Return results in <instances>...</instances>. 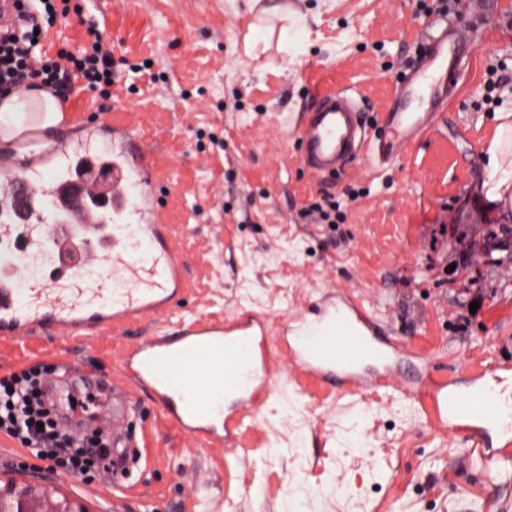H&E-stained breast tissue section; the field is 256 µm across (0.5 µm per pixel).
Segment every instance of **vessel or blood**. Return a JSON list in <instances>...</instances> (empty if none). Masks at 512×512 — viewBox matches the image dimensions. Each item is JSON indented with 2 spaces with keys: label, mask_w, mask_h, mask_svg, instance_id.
Here are the masks:
<instances>
[{
  "label": "vessel or blood",
  "mask_w": 512,
  "mask_h": 512,
  "mask_svg": "<svg viewBox=\"0 0 512 512\" xmlns=\"http://www.w3.org/2000/svg\"><path fill=\"white\" fill-rule=\"evenodd\" d=\"M471 50L461 36H429L424 53L397 85L384 116L385 130L370 131L354 98L344 89L316 93L295 127L299 161L314 175L344 170L369 148L376 167L399 159L423 136L435 112L444 107ZM112 152V200L100 207L94 195L101 159L60 150L68 176L44 195L29 170L11 158L0 159V198L10 222L1 229L7 241L23 240L14 262L0 268V337L19 338L45 329L93 335L109 326L164 311L185 285V265L158 221L155 207L136 201L137 179L149 161L136 146L132 126ZM68 199L79 213L91 245L80 263L62 266L50 281L27 279L61 230L49 197ZM287 354L271 350L268 322L242 315L221 324L197 322L178 336H147L122 359L125 377L151 392L162 415L180 431L207 443L232 442L246 418L255 416L270 393L273 369L280 362L337 390L360 392L394 388L405 399H427L442 430L463 437L481 456L512 458V431L503 429L504 403L486 389L487 378L512 376V366L484 365L471 374L467 392L454 381L423 371L414 381L398 383L393 364L409 355L399 340L383 341L378 323L347 296L327 300L315 320L298 315ZM129 391L110 387L99 396L98 410L85 422L69 421L67 431L84 425L120 430L121 414L130 410Z\"/></svg>",
  "instance_id": "vessel-or-blood-1"
}]
</instances>
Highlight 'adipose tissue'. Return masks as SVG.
Here are the masks:
<instances>
[{
  "label": "adipose tissue",
  "instance_id": "adipose-tissue-1",
  "mask_svg": "<svg viewBox=\"0 0 512 512\" xmlns=\"http://www.w3.org/2000/svg\"><path fill=\"white\" fill-rule=\"evenodd\" d=\"M62 118L47 92L32 95L23 103L11 96L0 105V138H16L32 120L48 129L58 126ZM493 122L494 136L470 189L484 212L507 220L512 218V111L494 113Z\"/></svg>",
  "mask_w": 512,
  "mask_h": 512
}]
</instances>
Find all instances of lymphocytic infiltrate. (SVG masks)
Masks as SVG:
<instances>
[{
  "mask_svg": "<svg viewBox=\"0 0 512 512\" xmlns=\"http://www.w3.org/2000/svg\"><path fill=\"white\" fill-rule=\"evenodd\" d=\"M13 8L19 24L0 30L1 99L25 81L62 98L76 85L111 98L116 61L104 47L103 31L85 16L78 0H13ZM72 17L83 26L86 44L75 52L62 44L47 47L50 33ZM42 381V373L32 368L0 375V434L28 450L40 470L66 472L87 482L98 479L109 465L110 443L62 433L54 409L43 399Z\"/></svg>",
  "mask_w": 512,
  "mask_h": 512,
  "instance_id": "lymphocytic-infiltrate-1",
  "label": "lymphocytic infiltrate"
}]
</instances>
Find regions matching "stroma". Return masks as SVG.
<instances>
[{"label":"stroma","instance_id":"1","mask_svg":"<svg viewBox=\"0 0 512 512\" xmlns=\"http://www.w3.org/2000/svg\"><path fill=\"white\" fill-rule=\"evenodd\" d=\"M279 2L283 13L261 19L246 0H87L124 64L110 102L76 88L69 107L137 127L158 174L151 199L165 206L192 286L124 336L0 339V373L71 357L75 392L91 393L119 381L123 349L141 337L243 312L268 319L281 349L287 316L343 293L408 340L402 378L425 367L463 383L471 367L512 365V232L467 198L493 110H512V0L449 12L472 45L469 64L400 161L377 172L363 156L326 177L303 169L292 134L313 94L348 89L367 126L381 123L440 0ZM67 139L112 151L111 135L68 124L33 145L0 139V154L47 187ZM326 195L336 221L314 223L309 210ZM133 403L131 477L114 492L43 471L51 501L87 512H289L295 502L304 512H512V461L468 452L395 392L330 395L280 379L233 448L178 431L148 392Z\"/></svg>","mask_w":512,"mask_h":512}]
</instances>
